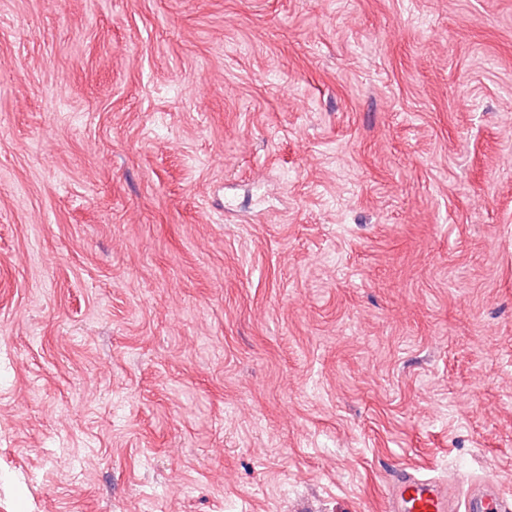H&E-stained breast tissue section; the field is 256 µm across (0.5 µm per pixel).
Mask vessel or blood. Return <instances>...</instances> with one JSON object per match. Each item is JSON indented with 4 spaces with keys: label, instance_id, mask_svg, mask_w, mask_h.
Wrapping results in <instances>:
<instances>
[{
    "label": "vessel or blood",
    "instance_id": "vessel-or-blood-1",
    "mask_svg": "<svg viewBox=\"0 0 512 512\" xmlns=\"http://www.w3.org/2000/svg\"><path fill=\"white\" fill-rule=\"evenodd\" d=\"M385 512H512V497L497 483L474 481L465 473L450 485L400 469L387 485Z\"/></svg>",
    "mask_w": 512,
    "mask_h": 512
}]
</instances>
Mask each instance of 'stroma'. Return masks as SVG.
I'll return each mask as SVG.
<instances>
[{
	"label": "stroma",
	"mask_w": 512,
	"mask_h": 512,
	"mask_svg": "<svg viewBox=\"0 0 512 512\" xmlns=\"http://www.w3.org/2000/svg\"><path fill=\"white\" fill-rule=\"evenodd\" d=\"M512 494V0H0V512ZM386 512H511L512 497L497 483L458 473L455 487L435 477L399 469L386 490Z\"/></svg>",
	"instance_id": "obj_1"
}]
</instances>
